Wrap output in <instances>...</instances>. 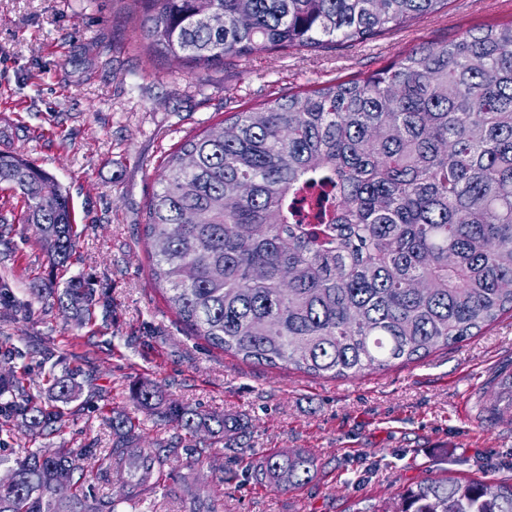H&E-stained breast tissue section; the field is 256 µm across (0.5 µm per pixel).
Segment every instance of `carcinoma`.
<instances>
[{"mask_svg": "<svg viewBox=\"0 0 512 512\" xmlns=\"http://www.w3.org/2000/svg\"><path fill=\"white\" fill-rule=\"evenodd\" d=\"M146 49L208 69L281 49L364 41L448 0H131ZM192 156L196 165L184 166ZM24 200L53 267L77 236L69 195L26 158L0 152V185ZM150 271L196 335L225 352L318 376L349 378L465 341L512 313V25L475 29L362 80L282 95L187 138L167 158L147 204ZM90 321L91 280L54 294ZM77 374L52 376L46 402L10 397L0 416L32 437L55 431ZM135 410L193 436L234 435L237 419L131 388ZM131 486L156 492L166 456L135 447L128 414L112 418ZM0 512H100L53 480L76 454L35 448L14 461ZM310 460L270 455L260 480H308ZM382 512H512V484L434 479Z\"/></svg>", "mask_w": 512, "mask_h": 512, "instance_id": "1", "label": "carcinoma"}]
</instances>
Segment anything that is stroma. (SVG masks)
I'll use <instances>...</instances> for the list:
<instances>
[{
    "instance_id": "obj_1",
    "label": "stroma",
    "mask_w": 512,
    "mask_h": 512,
    "mask_svg": "<svg viewBox=\"0 0 512 512\" xmlns=\"http://www.w3.org/2000/svg\"><path fill=\"white\" fill-rule=\"evenodd\" d=\"M510 24L512 0H449L364 42L200 69L139 48L127 0H0V151L66 188L78 231L68 266L51 269L23 221V199L0 187V371L21 377V399L46 395L49 377L70 370L81 385L51 435L0 429V458L31 446L78 452L75 486L117 512H197L203 500L217 512H380L431 479L511 484L512 417L494 405L512 371V316L355 377L271 367L212 348L179 320L151 276L143 236L163 162L184 138L284 94L365 78L417 46ZM76 275L94 285L86 325L32 290ZM139 381L246 428L185 436L135 414L130 388ZM116 413L135 414L138 447L168 457L154 494L130 496V484L105 476ZM276 452L307 456L309 479L285 491L257 483Z\"/></svg>"
}]
</instances>
